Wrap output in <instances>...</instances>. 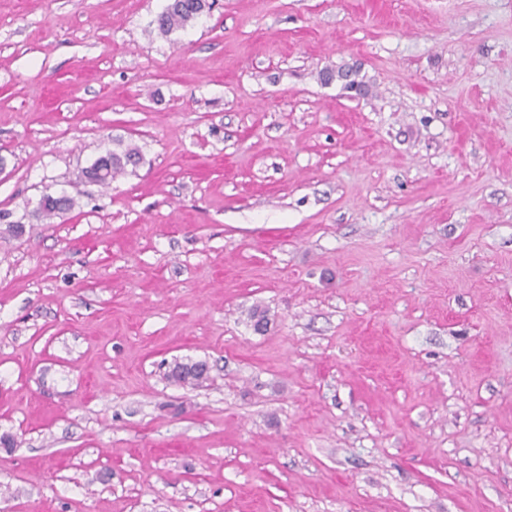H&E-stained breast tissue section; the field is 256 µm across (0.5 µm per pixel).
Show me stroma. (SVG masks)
Here are the masks:
<instances>
[{"instance_id":"obj_1","label":"stroma","mask_w":512,"mask_h":512,"mask_svg":"<svg viewBox=\"0 0 512 512\" xmlns=\"http://www.w3.org/2000/svg\"><path fill=\"white\" fill-rule=\"evenodd\" d=\"M166 4L0 0V512H512V0ZM212 7L208 0H169L165 9L157 15L156 27L163 35L185 28ZM116 145L118 149H112L106 151L104 155L98 157L89 167L94 169L99 166H105L108 170L106 178L98 181L99 185H109L117 176L126 174L130 168L131 173L139 166L142 162L143 157L139 148L135 146L122 147V141L117 140ZM88 167V168H89ZM86 167L85 173L88 171ZM204 362L196 361V362H175V368L171 371H168L167 377L177 383H181L184 386L189 387H200L203 386L209 380L207 375H200L196 372V367L199 365H203ZM178 371V372H177Z\"/></svg>"}]
</instances>
